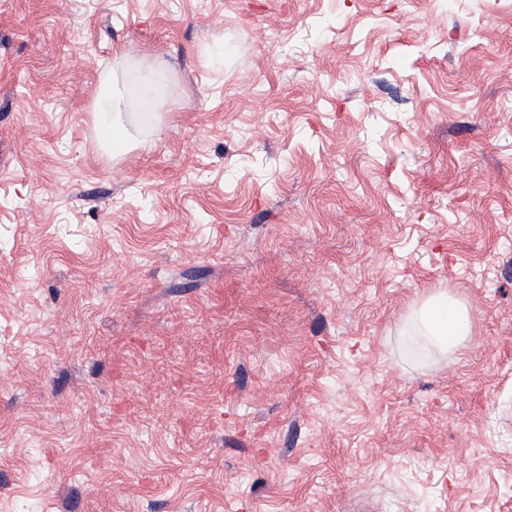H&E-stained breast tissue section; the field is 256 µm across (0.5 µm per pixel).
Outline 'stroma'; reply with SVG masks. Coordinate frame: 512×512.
I'll use <instances>...</instances> for the list:
<instances>
[{
    "label": "stroma",
    "mask_w": 512,
    "mask_h": 512,
    "mask_svg": "<svg viewBox=\"0 0 512 512\" xmlns=\"http://www.w3.org/2000/svg\"><path fill=\"white\" fill-rule=\"evenodd\" d=\"M0 512H512V0H0ZM412 320L416 331L444 352L457 350L471 335L467 308L447 290L427 296L414 310Z\"/></svg>",
    "instance_id": "35a3bbf8"
}]
</instances>
